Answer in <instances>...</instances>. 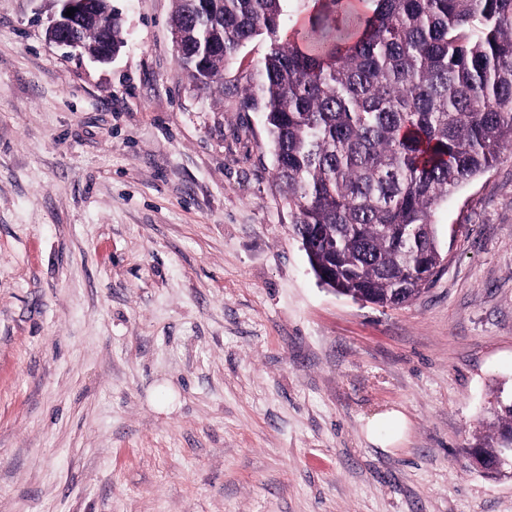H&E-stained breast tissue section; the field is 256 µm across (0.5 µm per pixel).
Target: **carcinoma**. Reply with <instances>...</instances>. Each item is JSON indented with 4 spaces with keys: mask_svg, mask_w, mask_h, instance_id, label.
<instances>
[{
    "mask_svg": "<svg viewBox=\"0 0 512 512\" xmlns=\"http://www.w3.org/2000/svg\"><path fill=\"white\" fill-rule=\"evenodd\" d=\"M287 0H175L177 58L203 59L201 85L257 36L270 41L245 76L244 106L263 114L274 185L321 282L399 307L441 264L436 207L512 149V0H318L281 37ZM82 50L123 46L110 0L78 29ZM472 444L493 453L512 400Z\"/></svg>",
    "mask_w": 512,
    "mask_h": 512,
    "instance_id": "cac0c4a2",
    "label": "carcinoma"
}]
</instances>
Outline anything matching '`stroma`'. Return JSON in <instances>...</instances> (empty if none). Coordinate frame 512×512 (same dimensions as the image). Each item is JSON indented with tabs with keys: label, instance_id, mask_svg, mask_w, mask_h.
I'll return each instance as SVG.
<instances>
[{
	"label": "stroma",
	"instance_id": "obj_1",
	"mask_svg": "<svg viewBox=\"0 0 512 512\" xmlns=\"http://www.w3.org/2000/svg\"><path fill=\"white\" fill-rule=\"evenodd\" d=\"M112 62L0 0V512H512L465 449L512 392V151L437 209L434 284L387 308L312 270L242 106L174 0H111ZM398 408L399 447L363 426Z\"/></svg>",
	"mask_w": 512,
	"mask_h": 512
}]
</instances>
